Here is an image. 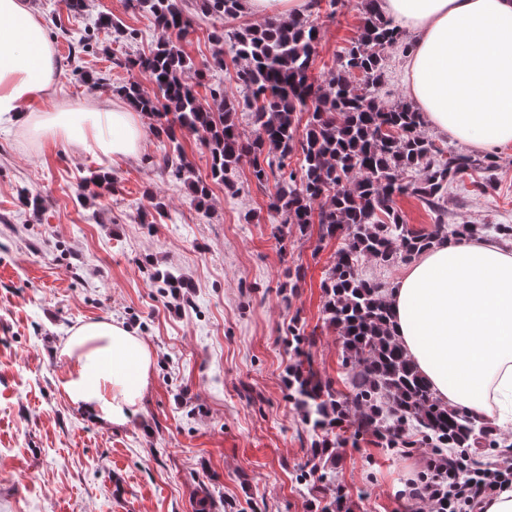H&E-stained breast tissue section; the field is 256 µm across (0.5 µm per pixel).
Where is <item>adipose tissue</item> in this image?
Masks as SVG:
<instances>
[{
    "mask_svg": "<svg viewBox=\"0 0 512 512\" xmlns=\"http://www.w3.org/2000/svg\"><path fill=\"white\" fill-rule=\"evenodd\" d=\"M415 40L404 83L440 134L473 150L512 145V0H380ZM53 45L34 0H0V127L66 142L98 157L137 155L144 119L83 100L32 110L57 83ZM395 336L436 398L500 428L512 425V249L473 237L440 240L385 293ZM59 385L96 422L128 423L149 385L153 357L122 325L77 327Z\"/></svg>",
    "mask_w": 512,
    "mask_h": 512,
    "instance_id": "ef3b65f1",
    "label": "adipose tissue"
}]
</instances>
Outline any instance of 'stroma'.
<instances>
[{"mask_svg":"<svg viewBox=\"0 0 512 512\" xmlns=\"http://www.w3.org/2000/svg\"><path fill=\"white\" fill-rule=\"evenodd\" d=\"M40 5L57 51L51 103L112 98L141 80L120 62L149 51L162 31L127 0H85L76 16L61 0ZM102 15L137 29V40L94 28L98 52H82L81 33ZM316 24L310 74L320 80L358 36L361 0L322 5ZM382 57L375 97L406 102L404 55L388 48ZM84 70L95 82L81 79ZM165 145L149 125L137 156L107 161L0 129V512H321L337 488L353 512H416L403 492L423 470L422 453L365 436L337 448L331 480L315 481L313 438L287 396L294 321L315 334L316 368L347 389L321 288L342 238L290 230L275 240V188L256 185L245 164L233 175L236 192L213 185L210 210H197L188 187L157 165ZM497 159L496 190H450L449 223H512V146ZM99 170L111 173V189L78 202L83 178ZM23 187L41 195L39 212L20 204ZM151 192L167 208L144 224ZM289 267L302 279L285 298ZM165 269L187 287H162L155 273ZM93 321L121 324L152 352L139 410L121 426L93 421L59 387L67 337Z\"/></svg>","mask_w":512,"mask_h":512,"instance_id":"obj_1","label":"stroma"}]
</instances>
